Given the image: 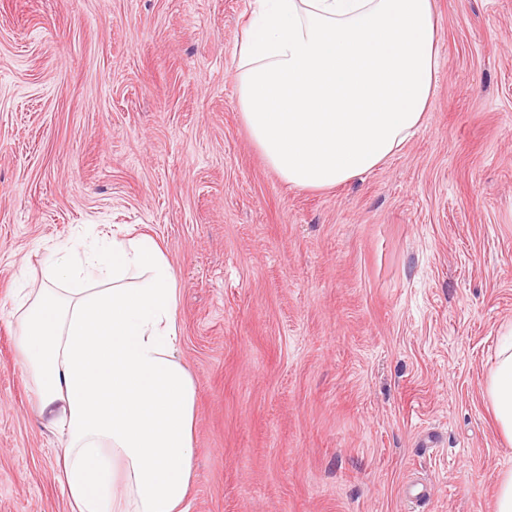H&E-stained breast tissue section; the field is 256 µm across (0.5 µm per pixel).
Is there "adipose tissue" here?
<instances>
[{"label": "adipose tissue", "mask_w": 512, "mask_h": 512, "mask_svg": "<svg viewBox=\"0 0 512 512\" xmlns=\"http://www.w3.org/2000/svg\"><path fill=\"white\" fill-rule=\"evenodd\" d=\"M235 80L242 122L286 183L332 188L392 156L434 91V0H256ZM20 290L18 350L63 437L70 512H187L196 390L176 355L175 272L155 237L61 248ZM487 397L512 441V339Z\"/></svg>", "instance_id": "1"}]
</instances>
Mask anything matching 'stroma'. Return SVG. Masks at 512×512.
<instances>
[{
    "label": "stroma",
    "instance_id": "35a3bbf8",
    "mask_svg": "<svg viewBox=\"0 0 512 512\" xmlns=\"http://www.w3.org/2000/svg\"><path fill=\"white\" fill-rule=\"evenodd\" d=\"M254 0H0V512H70L11 316L47 254L153 235L196 387L189 512H496L512 327V0H435L426 120L324 190L239 115ZM420 478L427 502L410 507ZM487 397L503 435L512 442V337L501 346L489 370Z\"/></svg>",
    "mask_w": 512,
    "mask_h": 512
}]
</instances>
